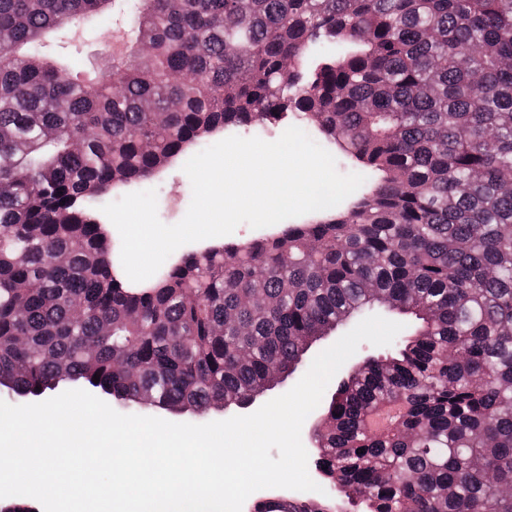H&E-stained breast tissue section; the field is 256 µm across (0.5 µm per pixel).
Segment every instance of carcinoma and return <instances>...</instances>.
I'll use <instances>...</instances> for the list:
<instances>
[{
  "instance_id": "obj_1",
  "label": "carcinoma",
  "mask_w": 512,
  "mask_h": 512,
  "mask_svg": "<svg viewBox=\"0 0 512 512\" xmlns=\"http://www.w3.org/2000/svg\"><path fill=\"white\" fill-rule=\"evenodd\" d=\"M112 10L135 40L97 75L47 60ZM0 31V400L204 419L386 306L418 324L338 383L324 493L253 512H512V0H0ZM289 112L370 191L122 280L86 203Z\"/></svg>"
}]
</instances>
